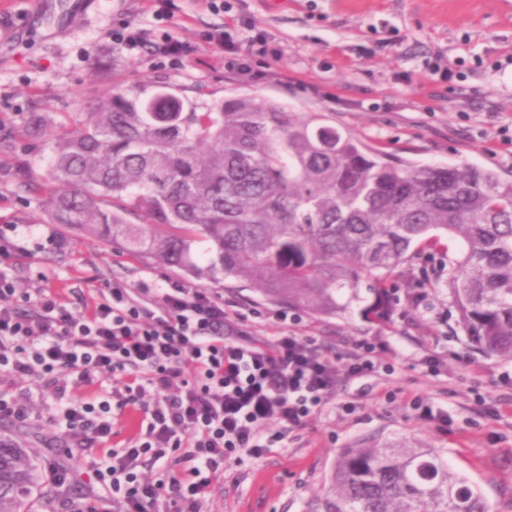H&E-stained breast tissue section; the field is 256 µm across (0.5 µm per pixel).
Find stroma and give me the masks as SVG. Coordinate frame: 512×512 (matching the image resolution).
<instances>
[{"label": "stroma", "mask_w": 512, "mask_h": 512, "mask_svg": "<svg viewBox=\"0 0 512 512\" xmlns=\"http://www.w3.org/2000/svg\"><path fill=\"white\" fill-rule=\"evenodd\" d=\"M60 2L0 0V232L28 250L14 274L31 294L60 293L80 311L116 281L202 285L51 223L46 195L18 188L21 162L39 180L49 174V151L23 134L29 114L45 115L49 134L63 135L88 101L114 87L147 95L167 83L203 107L257 95L324 113L410 161L471 162L512 179V0H229L226 13L204 0H70L67 9ZM225 31L235 54L215 41ZM132 32L143 38L139 47L125 41ZM259 34L268 40L264 56L250 52ZM169 42L185 53L166 52ZM458 252L452 241L399 268L387 321L362 319L357 301L333 315L294 308L295 332L337 363L373 339L390 371L339 380L331 403L282 447L227 471L201 512H320L342 450L394 438L436 449L482 491L490 512H512V358L484 357L456 335L448 280ZM205 285L240 313L235 330L255 341L280 335L279 304L232 279ZM0 390L29 405L26 420L0 421V435L30 450L37 476L30 512H59L62 494L41 458L56 453L84 481L85 452L58 423L60 405L38 379L0 375ZM418 398L447 413V423L421 418ZM345 402L352 411H342Z\"/></svg>", "instance_id": "obj_1"}]
</instances>
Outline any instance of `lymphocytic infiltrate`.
I'll use <instances>...</instances> for the list:
<instances>
[{
    "label": "lymphocytic infiltrate",
    "instance_id": "1",
    "mask_svg": "<svg viewBox=\"0 0 512 512\" xmlns=\"http://www.w3.org/2000/svg\"><path fill=\"white\" fill-rule=\"evenodd\" d=\"M19 251L0 237V373L38 377L60 399L69 384L87 386L85 401L62 416L78 445L99 454L92 481L75 480L56 456L43 459L72 512H200L233 463L280 447L330 402L339 379L380 366L367 339L340 365L290 331L261 343L239 337L234 311L176 281H116L91 309L73 312L60 294L31 296L13 273ZM101 375L119 383L111 399L92 389ZM115 405L141 415L119 449L110 445Z\"/></svg>",
    "mask_w": 512,
    "mask_h": 512
}]
</instances>
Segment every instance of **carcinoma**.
Returning <instances> with one entry per match:
<instances>
[{
  "mask_svg": "<svg viewBox=\"0 0 512 512\" xmlns=\"http://www.w3.org/2000/svg\"><path fill=\"white\" fill-rule=\"evenodd\" d=\"M157 90L112 89L49 142L52 223L323 314L363 281L361 315L377 321L394 311L392 273L456 240L448 291L466 345L512 358V180L399 159L321 112L259 96L199 108ZM34 484L29 450L0 438V512H29ZM321 509L489 512L439 452L404 439L344 449Z\"/></svg>",
  "mask_w": 512,
  "mask_h": 512,
  "instance_id": "obj_1",
  "label": "carcinoma"
}]
</instances>
